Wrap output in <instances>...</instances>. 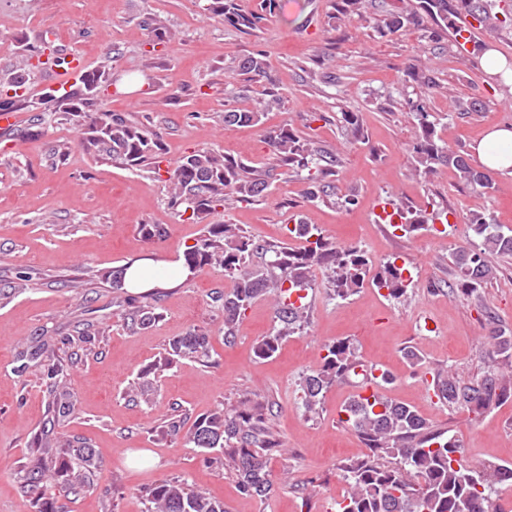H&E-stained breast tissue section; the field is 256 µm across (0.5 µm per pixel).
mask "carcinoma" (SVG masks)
Here are the masks:
<instances>
[{"instance_id":"cac0c4a2","label":"carcinoma","mask_w":512,"mask_h":512,"mask_svg":"<svg viewBox=\"0 0 512 512\" xmlns=\"http://www.w3.org/2000/svg\"><path fill=\"white\" fill-rule=\"evenodd\" d=\"M497 0H465L464 7L479 21L491 15ZM421 9L436 22L448 20V0H425ZM207 10L224 18V22L242 33L255 30L261 15L240 8L238 0H208ZM413 22V13L404 10L381 20L384 31L396 32ZM247 73H265V57L257 52L240 64ZM103 73L86 74L68 95V109L73 120L82 127V149L95 158H102L127 168L144 163L160 172L162 147L157 138L120 114L95 115L98 110V87ZM25 71L20 70L0 79V111L13 109L23 101L18 89L26 86ZM281 99L272 92L263 94L250 108H236L224 113V123L257 126L265 113L279 108ZM415 112L422 138L415 146V171L432 173L438 165L455 169L460 181L473 191L483 193L492 188L488 172L473 166L467 157L454 153L438 142L434 122L420 104ZM272 166L260 171L253 166L213 149H197L183 155L165 171L173 187L172 204L191 211V216L207 217L230 201H246L263 194L269 187L270 172L283 169L307 172L306 196L316 201L334 192L330 180L337 160L324 156L293 129L284 125L267 135ZM400 223L393 228L411 236L421 230L431 231L427 211L398 209ZM475 241L454 254L456 280L448 286L449 293L466 298L479 297V291L495 278L497 268L488 255H512V228L483 213L468 218ZM289 238L301 242L267 245L248 236L236 224H208L195 244L183 254V266L201 271L218 265L230 285L216 296L224 315V340L233 342L239 332L242 316L262 297L274 302L277 325L257 341L255 356L264 359L275 354L283 341L301 329L305 306L288 302L294 292L308 291L315 284V272L327 273L332 295L345 300L369 284L386 291V297L398 300L407 295L413 281L406 276L409 263L397 264V258L374 265L367 252L358 246L336 243L314 224L293 218L287 228ZM260 262L249 266L253 256ZM487 334L483 337L488 364L469 381L460 380L450 369L432 375L434 395L450 408L468 411L481 419L506 402H512V330L498 323L495 314H484ZM316 368L301 383V401L305 412L323 410L328 390L358 375L361 361L351 340L337 339L323 347ZM170 359L210 358L209 337L192 329L177 337L170 345ZM44 362L50 377L62 371L55 351L44 344L35 352ZM374 384L371 397L359 396L349 402L345 422L362 440L369 453L350 459L340 467L347 490L340 503V512H503L492 495L495 485L512 483V464H490L476 467L466 460V451L459 441L430 425L418 410L393 400L378 388L394 381L385 372L379 376L363 375ZM54 404L60 418L73 413L67 392L54 390ZM272 407L244 398L230 408L217 410L197 419L184 429L183 420L172 418L168 423L171 435L184 434L186 443L207 453L219 450L235 467L240 492L248 497L268 500L279 489L268 469L267 456L281 450V443L269 425ZM44 465L52 464L60 477L74 491L90 487L87 473L94 467V452L78 449L74 460L60 457L50 445L37 448ZM147 496L156 512H226L224 502L204 491L189 488L178 481H162L149 489Z\"/></svg>"}]
</instances>
